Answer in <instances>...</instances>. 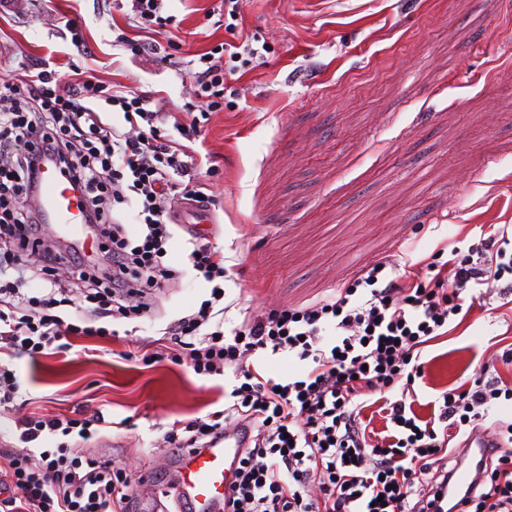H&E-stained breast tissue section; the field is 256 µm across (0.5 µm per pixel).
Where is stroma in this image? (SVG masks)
<instances>
[{"label": "stroma", "instance_id": "stroma-1", "mask_svg": "<svg viewBox=\"0 0 512 512\" xmlns=\"http://www.w3.org/2000/svg\"><path fill=\"white\" fill-rule=\"evenodd\" d=\"M219 0H165L169 24L139 29L130 0H0V80L20 66L146 93L165 122L193 113L197 174L224 255V326L302 308L350 285L379 260L419 261L442 245L467 253L480 229L512 225V0H246L239 31L265 44L263 64L224 74L209 107L188 61L226 37ZM176 229L165 262L177 276L141 317L113 320L92 351L10 364L23 413H102L94 447L126 474L128 512L156 496L179 462L174 421L223 409L233 374L196 375L160 354L163 331L197 310L210 286L187 263ZM512 317L499 298L475 302L425 347L433 387L460 386L487 362L512 378Z\"/></svg>", "mask_w": 512, "mask_h": 512}]
</instances>
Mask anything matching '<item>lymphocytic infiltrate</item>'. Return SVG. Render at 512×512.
Masks as SVG:
<instances>
[{
  "label": "lymphocytic infiltrate",
  "mask_w": 512,
  "mask_h": 512,
  "mask_svg": "<svg viewBox=\"0 0 512 512\" xmlns=\"http://www.w3.org/2000/svg\"><path fill=\"white\" fill-rule=\"evenodd\" d=\"M263 58L250 40H228L199 53L189 73L198 96L216 108L224 104L225 65ZM150 104L145 94L106 91L78 69L62 80L23 67L0 83L1 413L11 411L19 390L10 360L67 352L73 337H110L103 319L140 316L153 292L175 275L163 263L174 222L170 199L177 193L202 206L203 184L178 186L177 176L192 168L193 152L162 137ZM107 105L121 109L138 137L107 122ZM46 164L59 167L83 198L93 257L83 258L76 242L45 246L33 200ZM129 204L140 226L134 237L121 212ZM191 245L188 262L213 289L168 332L185 338L195 374L221 376L230 369L237 383L223 410L174 423L167 442L199 450L223 440L225 422L250 429L229 512H434L447 501L450 442L482 430L495 401L512 400V380L487 365L471 382L423 405L415 389L426 377L421 353L447 334L465 300L478 299L483 286L512 297V233L489 229L466 255L442 263H374L326 299L230 329L214 319L224 299V258L201 238ZM27 252L40 258L45 287L38 296L26 290ZM60 264L70 265L78 296L57 282ZM132 294L139 305H126ZM328 330L333 339L326 344ZM258 353L291 354L309 367L298 379L271 376L251 363ZM373 393L381 401L378 428L363 416ZM492 424L500 448L482 463L481 479L463 499L465 512H512V423ZM14 425L28 450L8 455L0 467V512H126L127 477L89 448L106 425L102 413L28 415ZM49 436L58 444L42 447ZM17 489L22 499H15Z\"/></svg>",
  "instance_id": "f902f5d3"
}]
</instances>
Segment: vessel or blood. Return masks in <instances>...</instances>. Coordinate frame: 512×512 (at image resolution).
<instances>
[{"label":"vessel or blood","instance_id":"obj_1","mask_svg":"<svg viewBox=\"0 0 512 512\" xmlns=\"http://www.w3.org/2000/svg\"><path fill=\"white\" fill-rule=\"evenodd\" d=\"M40 193L47 219L73 229L84 224V211L78 197L54 165H46ZM243 440L241 431L232 430L226 432L223 441L215 447L183 454L176 487L190 501L192 512H223L224 496L233 481L230 464L238 457ZM494 446V439L482 436L475 439L469 459L459 462L453 472L452 484L448 488L450 500H457L471 487L477 463L491 456Z\"/></svg>","mask_w":512,"mask_h":512}]
</instances>
